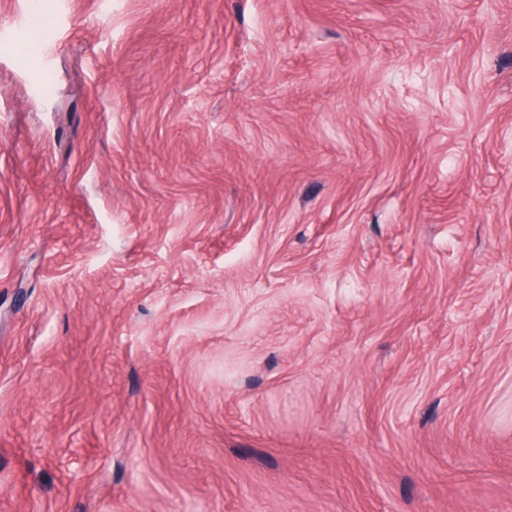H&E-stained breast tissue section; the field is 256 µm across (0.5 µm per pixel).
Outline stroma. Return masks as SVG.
<instances>
[{"label":"stroma","mask_w":512,"mask_h":512,"mask_svg":"<svg viewBox=\"0 0 512 512\" xmlns=\"http://www.w3.org/2000/svg\"><path fill=\"white\" fill-rule=\"evenodd\" d=\"M0 512H512V0H0Z\"/></svg>","instance_id":"35a3bbf8"}]
</instances>
